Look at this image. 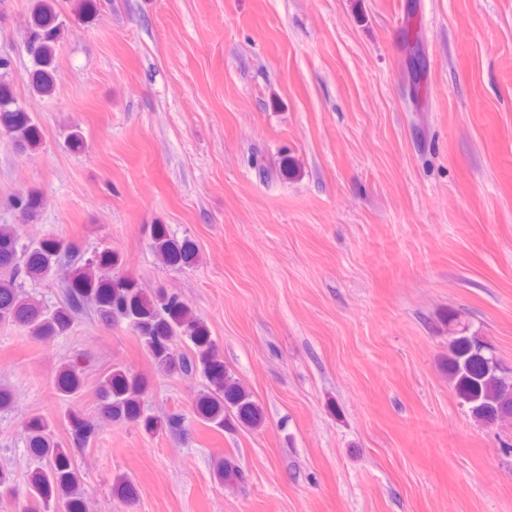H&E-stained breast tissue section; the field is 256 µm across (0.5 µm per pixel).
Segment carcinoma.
<instances>
[{
  "mask_svg": "<svg viewBox=\"0 0 512 512\" xmlns=\"http://www.w3.org/2000/svg\"><path fill=\"white\" fill-rule=\"evenodd\" d=\"M63 30L53 0H36L27 44L34 65L31 86L39 95L54 90L56 46ZM0 134L23 150H33L40 143L32 116L17 105L6 83H0ZM10 205L22 222L29 223L36 219L43 199L34 189L20 190L11 197ZM149 247L171 267L189 264L195 252L191 240L171 236L162 224L151 225ZM66 265L72 270L62 304L47 309L25 290L24 280L51 278ZM121 265V256L108 247H97L87 255L73 241L43 238L24 242L16 226L1 224L0 325L20 327L32 339L50 342L68 335L76 316L92 310L108 325L125 324L158 372L202 374L207 384L193 405L197 420L219 431L260 427L264 423L261 407L224 367L205 322L178 295L165 288L148 291L138 280L119 275ZM181 344L188 351H179ZM448 352L450 380L471 415L488 423L512 418V372L502 365L493 347L463 324L449 337ZM82 384V367L76 361L61 365L53 379V387L62 398L77 394ZM149 386L144 374L113 365L100 382V414L116 425H133L150 436L164 428L182 430L183 415L174 413L162 420L147 412L144 396ZM67 420L71 438L66 445L55 438L51 422L43 416H34L25 425L29 454L40 462L27 475V499L41 512H50L53 507L63 512H88L83 477L71 449L92 444L96 430L76 412L68 413ZM213 466L221 482L239 483L243 479L241 467L231 456L216 459ZM112 494L131 502L135 489L127 477L118 475Z\"/></svg>",
  "mask_w": 512,
  "mask_h": 512,
  "instance_id": "carcinoma-1",
  "label": "carcinoma"
}]
</instances>
